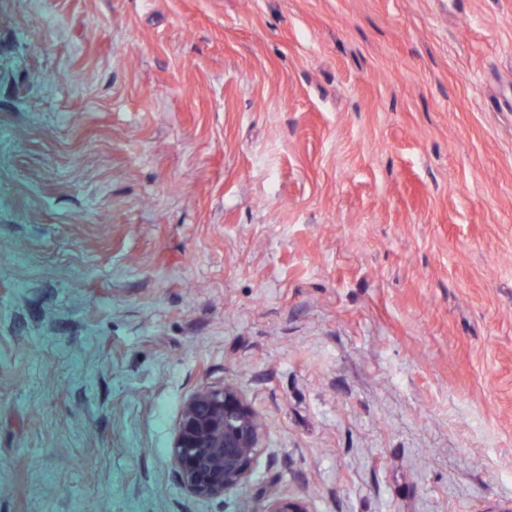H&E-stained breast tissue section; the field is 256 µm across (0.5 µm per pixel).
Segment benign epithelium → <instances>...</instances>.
<instances>
[{"label":"benign epithelium","mask_w":512,"mask_h":512,"mask_svg":"<svg viewBox=\"0 0 512 512\" xmlns=\"http://www.w3.org/2000/svg\"><path fill=\"white\" fill-rule=\"evenodd\" d=\"M266 425L241 390L220 382L201 388L184 403L170 460L181 487L196 498L242 489L262 451ZM262 512H314L306 498L269 492Z\"/></svg>","instance_id":"obj_1"}]
</instances>
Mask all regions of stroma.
Masks as SVG:
<instances>
[{
    "label": "stroma",
    "instance_id": "35a3bbf8",
    "mask_svg": "<svg viewBox=\"0 0 512 512\" xmlns=\"http://www.w3.org/2000/svg\"><path fill=\"white\" fill-rule=\"evenodd\" d=\"M267 424L186 494L184 402ZM512 512V0H0V512ZM266 425L234 384L201 388L184 403L170 460L181 487L196 498L242 489L262 451ZM261 512H314L306 498L286 497L277 491H270Z\"/></svg>",
    "mask_w": 512,
    "mask_h": 512
}]
</instances>
